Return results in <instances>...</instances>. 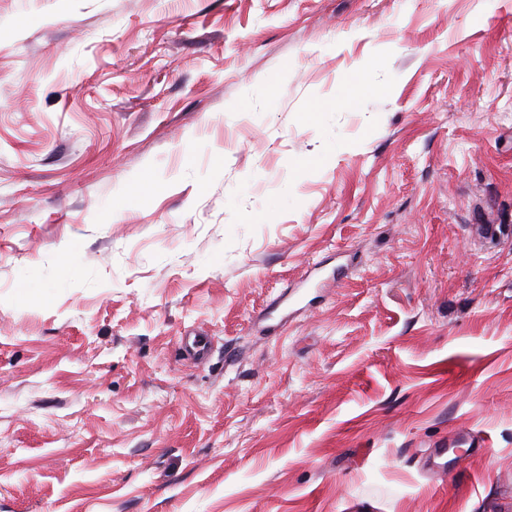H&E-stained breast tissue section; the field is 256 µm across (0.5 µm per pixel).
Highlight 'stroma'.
I'll return each mask as SVG.
<instances>
[{"instance_id":"obj_1","label":"stroma","mask_w":512,"mask_h":512,"mask_svg":"<svg viewBox=\"0 0 512 512\" xmlns=\"http://www.w3.org/2000/svg\"><path fill=\"white\" fill-rule=\"evenodd\" d=\"M0 512H512V0H0Z\"/></svg>"}]
</instances>
